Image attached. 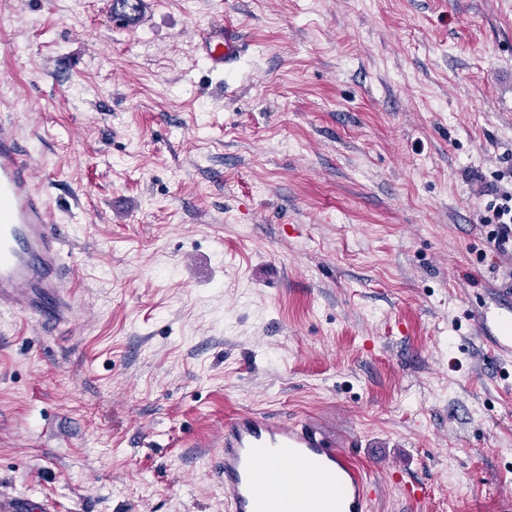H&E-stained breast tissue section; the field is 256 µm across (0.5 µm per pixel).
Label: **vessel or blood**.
Wrapping results in <instances>:
<instances>
[{
	"mask_svg": "<svg viewBox=\"0 0 512 512\" xmlns=\"http://www.w3.org/2000/svg\"><path fill=\"white\" fill-rule=\"evenodd\" d=\"M211 70L220 71L240 58L243 42L232 23L211 28L200 44ZM56 224L49 193L36 182L27 147L6 125H0V311L28 312L45 327L56 329L74 318V268ZM512 306L491 300L478 317L479 328L499 323L494 351L512 356ZM276 460L285 476L302 465L319 479H333L340 497L318 502L307 489L308 512H367L373 488L349 449L316 423L278 422L241 412L224 422V502L227 512H279L274 494L258 481L260 460Z\"/></svg>",
	"mask_w": 512,
	"mask_h": 512,
	"instance_id": "1",
	"label": "vessel or blood"
}]
</instances>
